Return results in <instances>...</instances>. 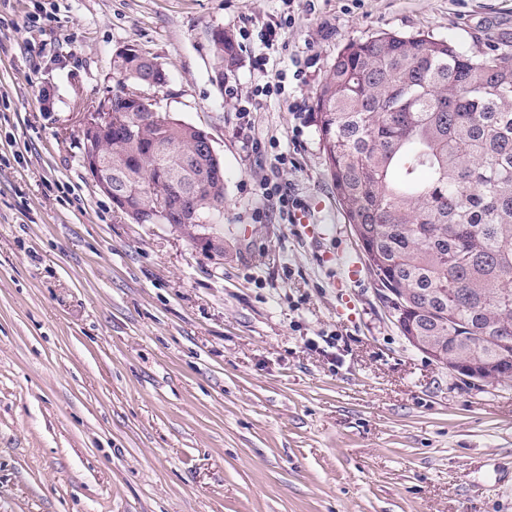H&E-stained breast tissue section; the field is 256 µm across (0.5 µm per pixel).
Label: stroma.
Here are the masks:
<instances>
[{
  "label": "stroma",
  "instance_id": "1",
  "mask_svg": "<svg viewBox=\"0 0 512 512\" xmlns=\"http://www.w3.org/2000/svg\"><path fill=\"white\" fill-rule=\"evenodd\" d=\"M379 32L508 39L512 0H0V512H512V379L408 344L320 141L338 51ZM127 44L224 162L223 255L82 165ZM265 178L307 223L258 217ZM224 34V36H222ZM222 36L214 45V52L218 60L224 62L227 66H233L237 62L236 42L232 34L216 29L211 34L212 42Z\"/></svg>",
  "mask_w": 512,
  "mask_h": 512
}]
</instances>
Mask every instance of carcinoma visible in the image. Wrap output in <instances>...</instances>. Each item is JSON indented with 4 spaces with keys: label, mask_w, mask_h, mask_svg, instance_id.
Here are the masks:
<instances>
[{
    "label": "carcinoma",
    "mask_w": 512,
    "mask_h": 512,
    "mask_svg": "<svg viewBox=\"0 0 512 512\" xmlns=\"http://www.w3.org/2000/svg\"><path fill=\"white\" fill-rule=\"evenodd\" d=\"M218 60L237 62L226 32ZM117 85L159 88L166 73L136 49L113 60ZM105 154L125 163L128 187L149 195L170 176L224 182L198 145L170 125L128 123L145 109L112 93ZM320 141L369 270L408 306L404 336H430L441 358L512 378V43L468 48L430 35L381 32L336 55L316 96ZM207 218L224 191H205Z\"/></svg>",
    "instance_id": "obj_1"
}]
</instances>
